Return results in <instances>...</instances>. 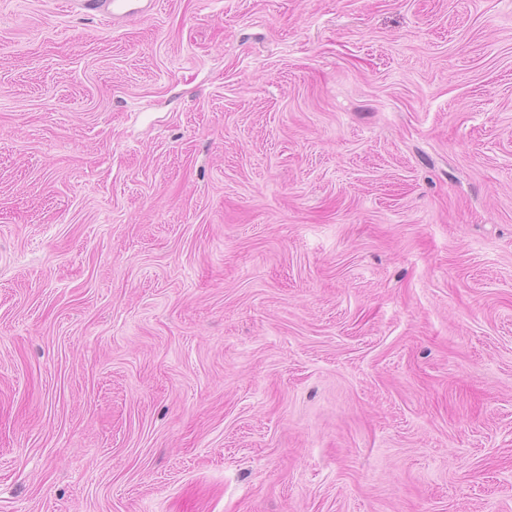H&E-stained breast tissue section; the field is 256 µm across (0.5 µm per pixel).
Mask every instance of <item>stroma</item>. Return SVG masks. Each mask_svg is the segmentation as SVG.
Returning a JSON list of instances; mask_svg holds the SVG:
<instances>
[{
    "mask_svg": "<svg viewBox=\"0 0 512 512\" xmlns=\"http://www.w3.org/2000/svg\"><path fill=\"white\" fill-rule=\"evenodd\" d=\"M0 512H512V0H0ZM73 3L80 10L106 15L113 21L127 19L142 12L133 8L130 0H75Z\"/></svg>",
    "mask_w": 512,
    "mask_h": 512,
    "instance_id": "35a3bbf8",
    "label": "stroma"
}]
</instances>
